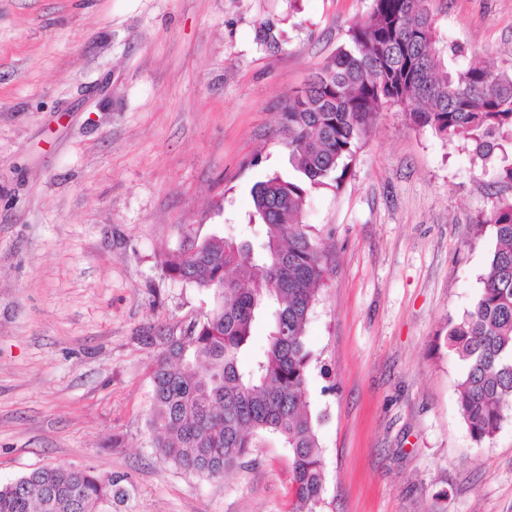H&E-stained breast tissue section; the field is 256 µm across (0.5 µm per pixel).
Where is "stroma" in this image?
Listing matches in <instances>:
<instances>
[{
    "instance_id": "35a3bbf8",
    "label": "stroma",
    "mask_w": 512,
    "mask_h": 512,
    "mask_svg": "<svg viewBox=\"0 0 512 512\" xmlns=\"http://www.w3.org/2000/svg\"><path fill=\"white\" fill-rule=\"evenodd\" d=\"M372 0H0V481L94 468L112 512H291L262 435L219 478L153 446L158 330L209 294L165 264L246 223L288 174L280 117ZM457 64L512 66V0H429ZM273 28L278 45L262 41ZM506 188L472 146L379 113L302 221L329 276L307 326L320 512H512V413L472 441L449 321L476 302Z\"/></svg>"
}]
</instances>
